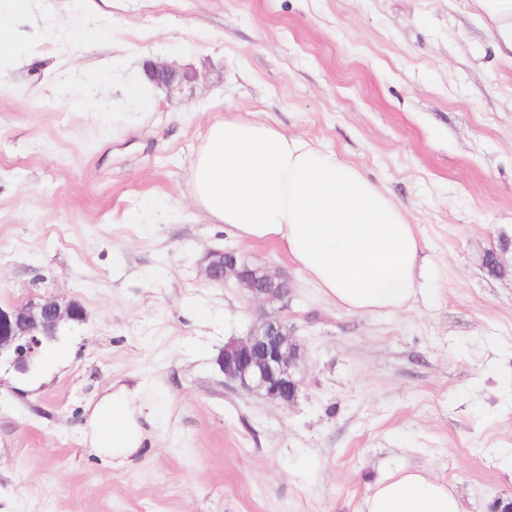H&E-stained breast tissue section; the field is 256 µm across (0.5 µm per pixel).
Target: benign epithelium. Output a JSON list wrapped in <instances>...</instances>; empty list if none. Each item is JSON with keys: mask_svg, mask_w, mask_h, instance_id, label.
Here are the masks:
<instances>
[{"mask_svg": "<svg viewBox=\"0 0 512 512\" xmlns=\"http://www.w3.org/2000/svg\"><path fill=\"white\" fill-rule=\"evenodd\" d=\"M144 74L156 89L170 91L177 78L176 69L166 63L148 60ZM205 279L224 284L233 279L256 302L270 303L288 298V283L262 267L242 261L234 250H215L206 258ZM83 309L61 306L47 300L37 307H0V362H9L25 373L45 342L58 335L66 321L79 322ZM300 345L288 321L263 314L240 338L224 344L219 365L224 379L248 393H258L283 404L292 403L299 390L296 379Z\"/></svg>", "mask_w": 512, "mask_h": 512, "instance_id": "7a95c632", "label": "benign epithelium"}]
</instances>
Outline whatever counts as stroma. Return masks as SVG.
Listing matches in <instances>:
<instances>
[{"instance_id":"1","label":"stroma","mask_w":512,"mask_h":512,"mask_svg":"<svg viewBox=\"0 0 512 512\" xmlns=\"http://www.w3.org/2000/svg\"><path fill=\"white\" fill-rule=\"evenodd\" d=\"M10 29L32 51L0 72V307L86 320L30 374L0 365V512H359L404 465L466 512L512 498L511 19L475 0H36ZM148 59L196 77L133 101ZM230 115L385 189L424 241L422 296L349 312L213 223L190 170ZM224 249L289 281L291 404L224 381L225 343L263 311L201 275ZM122 383L144 411L120 461L87 424Z\"/></svg>"}]
</instances>
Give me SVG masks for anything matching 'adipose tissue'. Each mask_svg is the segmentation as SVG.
Returning a JSON list of instances; mask_svg holds the SVG:
<instances>
[{
    "label": "adipose tissue",
    "instance_id": "adipose-tissue-1",
    "mask_svg": "<svg viewBox=\"0 0 512 512\" xmlns=\"http://www.w3.org/2000/svg\"><path fill=\"white\" fill-rule=\"evenodd\" d=\"M194 202L237 239L269 242L330 301L353 313L395 311L416 299L424 241L403 209L336 153L260 119L212 124L191 166ZM132 391L108 395L89 419L93 447L113 458L141 443ZM363 512H465L437 476L382 472Z\"/></svg>",
    "mask_w": 512,
    "mask_h": 512
}]
</instances>
